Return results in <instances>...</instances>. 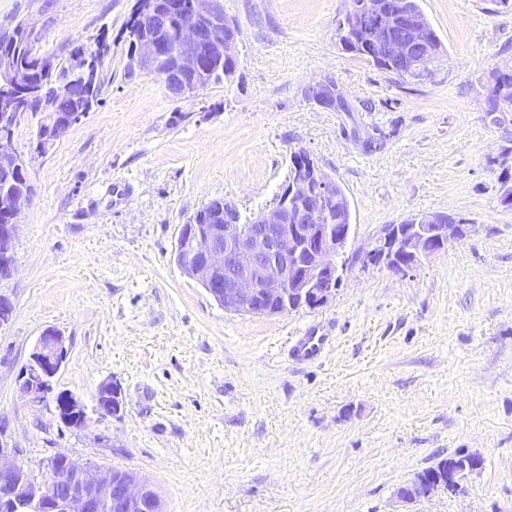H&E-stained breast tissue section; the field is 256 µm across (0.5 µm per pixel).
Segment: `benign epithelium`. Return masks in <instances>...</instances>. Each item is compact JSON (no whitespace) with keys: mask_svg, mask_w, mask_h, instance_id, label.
<instances>
[{"mask_svg":"<svg viewBox=\"0 0 512 512\" xmlns=\"http://www.w3.org/2000/svg\"><path fill=\"white\" fill-rule=\"evenodd\" d=\"M188 19L180 31L179 45L167 50L163 42L137 39L134 70H149L161 59L170 60L163 74L168 93L185 99L204 87L189 82L188 76L207 67L211 51L224 52V63L236 61L237 28L224 17L221 0H189ZM166 17L161 0H139L134 15L135 26L158 28ZM360 33L363 48L381 60H397L400 78L419 81L428 79L431 58L429 27L423 19L417 0H366L362 8L348 9L337 23V34ZM42 31L25 18L9 24L0 23V46H9L27 54L28 63L0 68V82L26 93V97L9 99L0 111V169L26 171L29 163L23 155L11 150L14 130L28 114L29 99L43 95L42 76L53 69L54 58L40 51ZM75 80L52 86L53 97H71L84 92V100L76 111L62 117L45 109L37 123L34 151L47 154L70 127L93 110V93L99 83V69L91 67L87 56L73 63ZM502 70L489 76L488 99L512 96V84L499 79ZM505 146L494 164L509 171L512 168V129L503 128ZM297 174L281 193L279 204L259 212L249 224L239 220L236 206L224 199L208 203L212 210L211 225L188 232L176 245V260L183 274L207 288L210 296L224 309L255 316L280 315L292 307L291 297L311 299V305L323 306L334 289L317 284L335 279L331 260L343 241L342 225L336 223L332 205L336 198L335 181L319 169L301 165L303 155L291 154ZM33 188L23 186L19 192L0 203L12 214L9 224L0 225V275L8 278L15 266L14 243L21 215L31 200ZM439 231L440 249H445L470 232L472 224L456 219L443 222L436 214L421 218ZM398 227H381L369 248L358 255L362 266L377 263L392 273L406 267L394 260ZM438 249V250H440ZM430 250V254L438 253ZM67 354L66 338L47 329L39 337L28 364L19 376V390L32 405L45 401L53 390V380ZM96 409L103 416L119 413L112 404V382L100 385ZM11 451L0 440V507L13 512H112L120 504L127 509L144 508L148 493L142 479L129 472L116 473L108 467L90 463L57 466L51 470L52 487L30 481L22 468L10 461ZM432 476L413 477L404 483L398 499L406 502L417 495Z\"/></svg>","mask_w":512,"mask_h":512,"instance_id":"7a95c632","label":"benign epithelium"}]
</instances>
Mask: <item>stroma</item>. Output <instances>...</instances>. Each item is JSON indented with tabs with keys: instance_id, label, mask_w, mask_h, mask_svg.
Instances as JSON below:
<instances>
[{
	"instance_id": "obj_1",
	"label": "stroma",
	"mask_w": 512,
	"mask_h": 512,
	"mask_svg": "<svg viewBox=\"0 0 512 512\" xmlns=\"http://www.w3.org/2000/svg\"><path fill=\"white\" fill-rule=\"evenodd\" d=\"M238 28L231 78L169 97L128 71L137 0H0L43 50L106 40L99 101L45 156L33 124L13 303L0 327V438L37 483L60 453L149 481L163 512H512V208L491 160L492 69L512 67V10L419 0L447 50L414 83L341 50L348 0H222ZM329 82L346 104L316 101ZM303 149L346 191L348 254L421 213L470 218L466 238L402 274L354 264L325 305L278 316L221 307L176 261L183 224L222 198L244 216L275 205ZM330 323L336 342L298 365L289 341ZM67 340L53 383L85 405L66 426L17 377L42 332ZM123 405L96 410L102 382ZM461 453L459 493L406 504L399 485Z\"/></svg>"
}]
</instances>
